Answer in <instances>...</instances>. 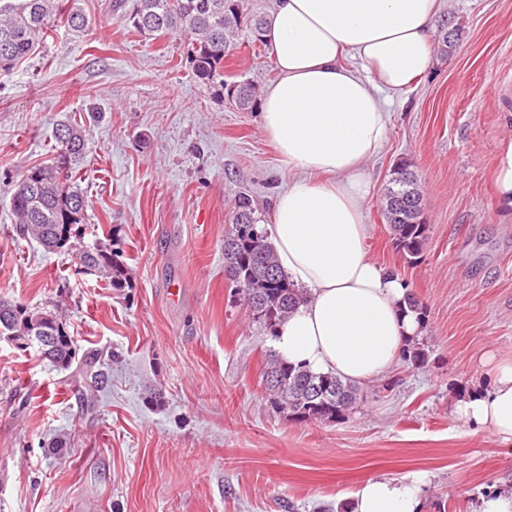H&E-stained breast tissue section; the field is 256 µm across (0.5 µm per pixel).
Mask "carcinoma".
<instances>
[{"mask_svg":"<svg viewBox=\"0 0 512 512\" xmlns=\"http://www.w3.org/2000/svg\"><path fill=\"white\" fill-rule=\"evenodd\" d=\"M79 0H12L0 4V71L13 69L60 27L84 33L90 27ZM112 13L137 33L154 38L181 33L190 41L194 75L211 84L234 49L243 23L241 0H112ZM222 93L243 110L254 107L258 91L249 83H220ZM54 159L26 170L11 198L16 235L35 240L45 251L71 249L80 268L109 282L128 286L127 272L117 254L105 246L86 244L81 227L86 223L87 197L75 182L87 153V128L62 122L55 131ZM384 211L390 234L405 261L413 264L427 239L417 179L403 163L391 173L384 192ZM253 199L246 193L234 202L231 224L224 232V272L240 289L250 319L269 333L284 321L302 298L277 263L265 236L251 237L247 224H258ZM10 322L9 332L20 346L41 345L36 326L57 334L56 348L47 360L60 369L70 367L77 346L58 311L31 310L0 299V319ZM276 384L267 385L275 405L298 421H334L351 411L358 389L335 376L317 375L274 358L265 371ZM320 388L317 400L311 392Z\"/></svg>","mask_w":512,"mask_h":512,"instance_id":"carcinoma-1","label":"carcinoma"}]
</instances>
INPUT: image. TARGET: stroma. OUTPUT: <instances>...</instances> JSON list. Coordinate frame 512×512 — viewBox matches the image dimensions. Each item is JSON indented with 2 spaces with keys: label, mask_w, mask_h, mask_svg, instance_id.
<instances>
[{
  "label": "stroma",
  "mask_w": 512,
  "mask_h": 512,
  "mask_svg": "<svg viewBox=\"0 0 512 512\" xmlns=\"http://www.w3.org/2000/svg\"><path fill=\"white\" fill-rule=\"evenodd\" d=\"M81 5L87 32L57 31L0 71V297L59 307L107 382L89 388L0 336V512H336L363 481L412 470L430 474L422 512H478L488 493L512 492V448L454 413L491 380L487 358L512 359V216L494 186L512 134V0H440L459 39L393 104L368 167L369 252L423 303L426 362L360 385L354 409L323 423L274 406L271 335L224 274L235 195L248 193L268 224L288 186L258 109L198 80L184 36L130 31L112 0ZM276 77L242 28L225 81L262 92ZM67 119L88 130L84 239L120 251L127 288L15 233L14 185L48 163ZM403 160L429 226L413 264L384 216Z\"/></svg>",
  "instance_id": "35a3bbf8"
}]
</instances>
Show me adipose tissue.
Masks as SVG:
<instances>
[{
    "label": "adipose tissue",
    "instance_id": "obj_1",
    "mask_svg": "<svg viewBox=\"0 0 512 512\" xmlns=\"http://www.w3.org/2000/svg\"><path fill=\"white\" fill-rule=\"evenodd\" d=\"M438 0H276L263 39L277 70L260 123L291 178L263 231L304 300L271 343L277 358L363 384L388 374L424 324L410 291L366 240L367 163L389 132V106L429 70ZM456 415L512 444V361ZM428 475L366 480L336 512H421Z\"/></svg>",
    "mask_w": 512,
    "mask_h": 512
}]
</instances>
